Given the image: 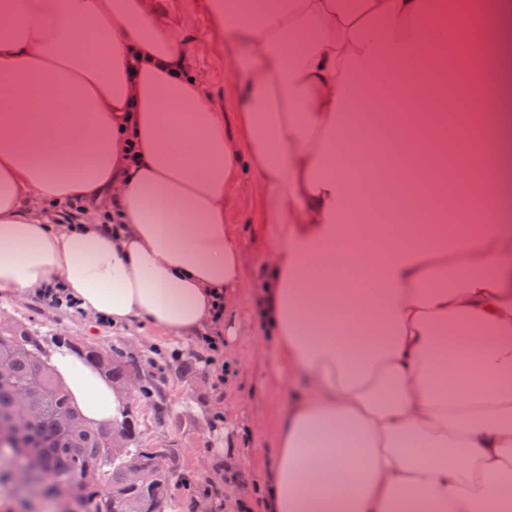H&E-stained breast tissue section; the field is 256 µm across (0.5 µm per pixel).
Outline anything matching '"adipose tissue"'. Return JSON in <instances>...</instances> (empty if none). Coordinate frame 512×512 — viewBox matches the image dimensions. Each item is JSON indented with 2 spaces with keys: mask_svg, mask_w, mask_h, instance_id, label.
<instances>
[{
  "mask_svg": "<svg viewBox=\"0 0 512 512\" xmlns=\"http://www.w3.org/2000/svg\"><path fill=\"white\" fill-rule=\"evenodd\" d=\"M239 101L233 136L188 62L170 0H0V294L62 283L82 311L189 337L233 303L244 253L225 217L250 178L276 228L252 316L275 372L304 381L282 420L267 512H500L512 488V225L481 192L450 239L374 243L367 168L383 144L354 125L357 79L431 82L419 37L460 26L429 0H201ZM111 201L115 224L52 211ZM359 304L310 295L333 244ZM48 362L90 425L126 396L69 350ZM357 436L359 447H330Z\"/></svg>",
  "mask_w": 512,
  "mask_h": 512,
  "instance_id": "adipose-tissue-1",
  "label": "adipose tissue"
}]
</instances>
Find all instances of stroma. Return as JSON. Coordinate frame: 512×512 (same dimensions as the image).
Masks as SVG:
<instances>
[{"label":"stroma","mask_w":512,"mask_h":512,"mask_svg":"<svg viewBox=\"0 0 512 512\" xmlns=\"http://www.w3.org/2000/svg\"><path fill=\"white\" fill-rule=\"evenodd\" d=\"M178 20L191 33L190 45L198 77L220 112L234 115L238 100L232 80L225 75L224 48L199 8V0H173ZM228 222L247 255L235 307L226 310L214 329L224 336V357L236 365L221 391L211 388L209 369L193 364L159 372L163 353L172 348L191 352L195 340L171 336L148 322L120 328L98 317L57 309L32 297L0 295V314L19 328L44 337L47 348L58 338L81 340L119 354L153 382V400L128 396L126 406L141 420V444L146 448L176 449L182 466L181 480L172 488L173 512H189L188 482L210 481L229 486L223 503L212 512H230L236 500L253 495L263 486L278 450L277 419L292 403L298 387L276 377L270 353L260 351L262 336L248 315L251 295L262 278L271 235H256L269 224L266 202L250 180L238 182L231 192ZM224 422L213 425L214 414Z\"/></svg>","instance_id":"stroma-1"}]
</instances>
